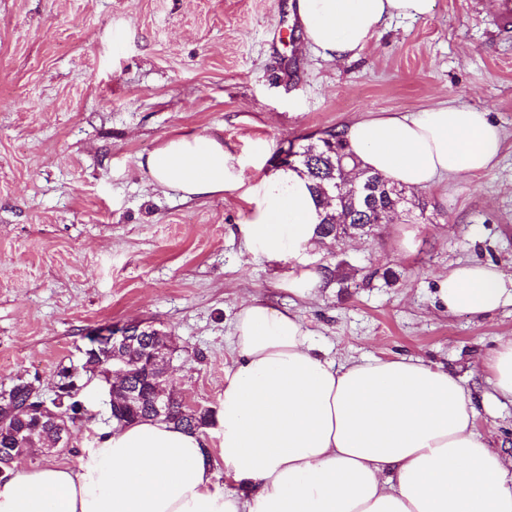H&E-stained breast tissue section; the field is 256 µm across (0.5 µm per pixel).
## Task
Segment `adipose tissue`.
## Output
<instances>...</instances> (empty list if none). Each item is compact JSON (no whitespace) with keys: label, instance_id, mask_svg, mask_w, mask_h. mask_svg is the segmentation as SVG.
I'll return each instance as SVG.
<instances>
[{"label":"adipose tissue","instance_id":"adipose-tissue-1","mask_svg":"<svg viewBox=\"0 0 512 512\" xmlns=\"http://www.w3.org/2000/svg\"><path fill=\"white\" fill-rule=\"evenodd\" d=\"M433 0H297L307 44L324 59L363 52L386 20L427 15ZM359 169L428 188L495 164L504 136L484 112L448 104L353 120L343 130ZM182 198L246 189L247 251L282 263L289 293L323 282L308 251L320 210L289 169L245 186L221 139L169 137L140 162ZM449 313L512 305V274L471 263L439 275ZM235 359L224 372L217 453L204 433L145 420L101 433L78 467L17 465L0 484V512H512V457L474 429L476 409L456 376L406 357L339 362L300 318L266 300L242 303Z\"/></svg>","mask_w":512,"mask_h":512}]
</instances>
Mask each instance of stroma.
Wrapping results in <instances>:
<instances>
[{
    "instance_id": "1",
    "label": "stroma",
    "mask_w": 512,
    "mask_h": 512,
    "mask_svg": "<svg viewBox=\"0 0 512 512\" xmlns=\"http://www.w3.org/2000/svg\"><path fill=\"white\" fill-rule=\"evenodd\" d=\"M494 12L495 0H434L336 62L306 44L296 0H0V390L20 378L51 390L89 332L142 322L174 336L179 395L217 409L236 314L260 297L297 313L329 354L448 368L475 399L477 431L512 456V399L479 369L512 335V306L478 318L435 300L437 276L459 265L512 268V40L497 37ZM444 103L504 130L497 164L415 190L426 204L415 222L312 253L348 262L312 300L283 287L279 263L247 254L250 197L184 200L140 166L169 137L200 132L223 139L250 186L307 136ZM104 399L91 381V420L32 464L77 466L108 426Z\"/></svg>"
}]
</instances>
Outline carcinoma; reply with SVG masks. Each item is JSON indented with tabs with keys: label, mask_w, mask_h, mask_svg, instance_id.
<instances>
[{
	"label": "carcinoma",
	"mask_w": 512,
	"mask_h": 512,
	"mask_svg": "<svg viewBox=\"0 0 512 512\" xmlns=\"http://www.w3.org/2000/svg\"><path fill=\"white\" fill-rule=\"evenodd\" d=\"M292 156L290 169L304 173L312 182V189L317 201L321 204L334 200L336 209L324 211L321 222L318 226V233L321 238L337 239L341 234L336 228V211L344 213L349 224V233L346 237L364 236L372 233L379 226V221L385 219V213L393 211L409 215L417 208L424 210L425 204L413 200L407 194L403 185L397 189L404 194V203L393 206V197L388 195L386 189L394 187L379 173L365 172L364 179L373 183L367 191L370 203L366 204L361 195L352 194V191L345 188L336 189L338 183H348L354 179L353 172L357 168L355 159L347 152V146L342 134L334 129L323 132L299 149L289 146L287 149ZM145 352V346L140 340L133 339L120 351L132 371V377L127 379V385H120L115 389L119 393L125 387L137 388L150 385L158 375L157 371H149L141 361ZM101 359L95 355H88L78 366H64L59 370L57 390L54 391L51 403L52 409L59 415L68 418L70 424H75L77 416L83 415L84 405L83 394L79 392L83 380L91 377L94 371L100 366ZM34 383L26 380H19L10 388L14 396L16 406L23 405L30 397ZM214 412L210 409L201 408L194 412L183 406L182 401L172 398L169 412L159 418L160 421L173 423L191 432H198L209 426L212 422ZM156 419L151 410V404L142 400L124 414L112 413L109 420L119 426H125L141 420ZM30 416L13 412L10 408L0 406V478L6 480L13 475L14 466L8 464L9 458L19 452L16 437L19 432L28 427ZM62 429L46 419L35 436V441L29 444L31 448H41L46 444H54L60 438Z\"/></svg>",
	"instance_id": "carcinoma-1"
}]
</instances>
